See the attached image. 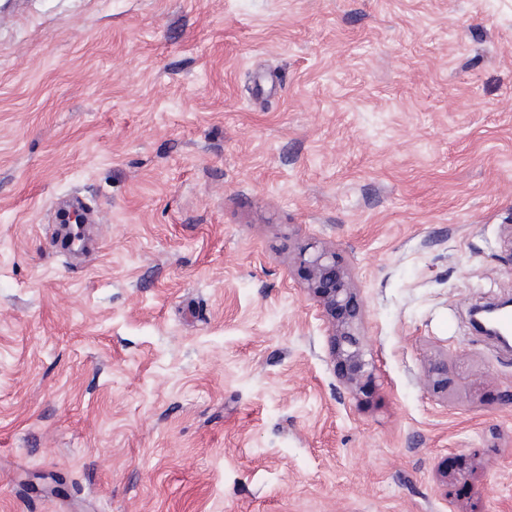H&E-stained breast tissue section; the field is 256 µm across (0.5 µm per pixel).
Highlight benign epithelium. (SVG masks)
I'll list each match as a JSON object with an SVG mask.
<instances>
[{
    "label": "benign epithelium",
    "instance_id": "7a95c632",
    "mask_svg": "<svg viewBox=\"0 0 512 512\" xmlns=\"http://www.w3.org/2000/svg\"><path fill=\"white\" fill-rule=\"evenodd\" d=\"M300 264L308 272V290L331 324L333 356L342 367L344 383L356 389L372 377L374 366L365 359L357 331L360 311L354 288L336 265V256L326 249L301 254Z\"/></svg>",
    "mask_w": 512,
    "mask_h": 512
}]
</instances>
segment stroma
Here are the masks:
<instances>
[{"instance_id":"stroma-1","label":"stroma","mask_w":512,"mask_h":512,"mask_svg":"<svg viewBox=\"0 0 512 512\" xmlns=\"http://www.w3.org/2000/svg\"><path fill=\"white\" fill-rule=\"evenodd\" d=\"M511 294L512 0H0V512H512ZM300 264L308 272V290L321 304L331 324L334 359L341 365L349 388H360L373 374L374 366L365 359L363 341L357 331L359 306L354 288L336 265V256L326 249L306 257Z\"/></svg>"}]
</instances>
